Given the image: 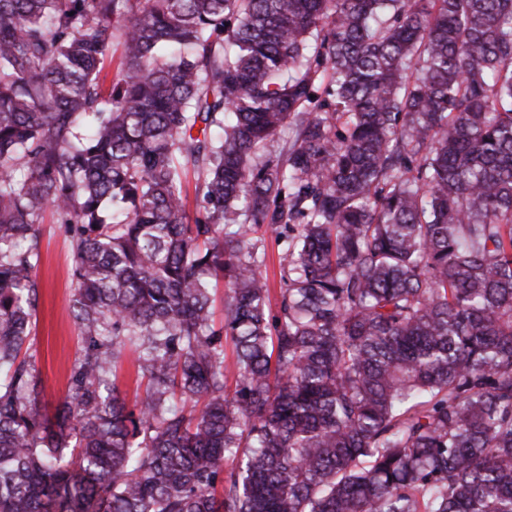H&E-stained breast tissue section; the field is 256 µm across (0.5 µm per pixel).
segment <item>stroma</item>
Listing matches in <instances>:
<instances>
[{
    "label": "stroma",
    "mask_w": 512,
    "mask_h": 512,
    "mask_svg": "<svg viewBox=\"0 0 512 512\" xmlns=\"http://www.w3.org/2000/svg\"><path fill=\"white\" fill-rule=\"evenodd\" d=\"M39 241L41 260L36 270L39 302L31 351L41 379V406L50 411L69 394V374L80 344L71 315L70 239L52 213L44 215Z\"/></svg>",
    "instance_id": "stroma-1"
}]
</instances>
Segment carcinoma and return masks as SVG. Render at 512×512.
Here are the masks:
<instances>
[{
  "instance_id": "1",
  "label": "carcinoma",
  "mask_w": 512,
  "mask_h": 512,
  "mask_svg": "<svg viewBox=\"0 0 512 512\" xmlns=\"http://www.w3.org/2000/svg\"><path fill=\"white\" fill-rule=\"evenodd\" d=\"M0 512H512V0H0ZM39 302L32 348L41 379V406L52 411L69 394V374L80 348L71 315L72 250L63 224L47 211L39 224ZM265 228L260 230L256 236L264 239L266 248V263L263 270L266 271L270 287H271V306L276 309L275 303L277 302L280 289V256L281 252L275 243V235L271 231H264ZM117 384L122 397L128 405H132L137 392L136 374L128 354L123 355L117 368Z\"/></svg>"
}]
</instances>
